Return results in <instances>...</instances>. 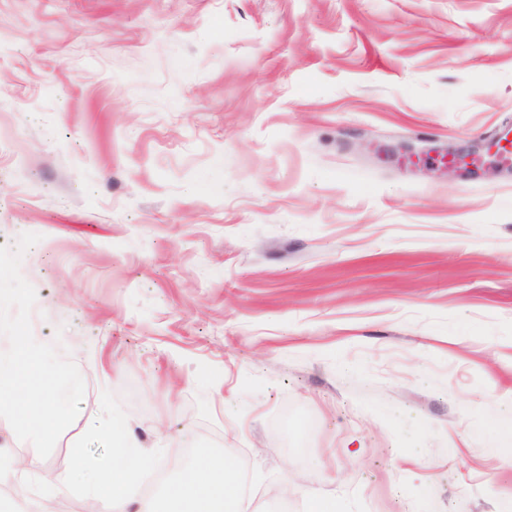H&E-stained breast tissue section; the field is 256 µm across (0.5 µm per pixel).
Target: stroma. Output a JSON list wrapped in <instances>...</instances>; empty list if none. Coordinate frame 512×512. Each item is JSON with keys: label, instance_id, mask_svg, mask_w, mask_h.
I'll list each match as a JSON object with an SVG mask.
<instances>
[{"label": "stroma", "instance_id": "stroma-1", "mask_svg": "<svg viewBox=\"0 0 512 512\" xmlns=\"http://www.w3.org/2000/svg\"><path fill=\"white\" fill-rule=\"evenodd\" d=\"M512 0H0L32 331L246 512H512ZM483 155L439 174L445 147Z\"/></svg>", "mask_w": 512, "mask_h": 512}]
</instances>
